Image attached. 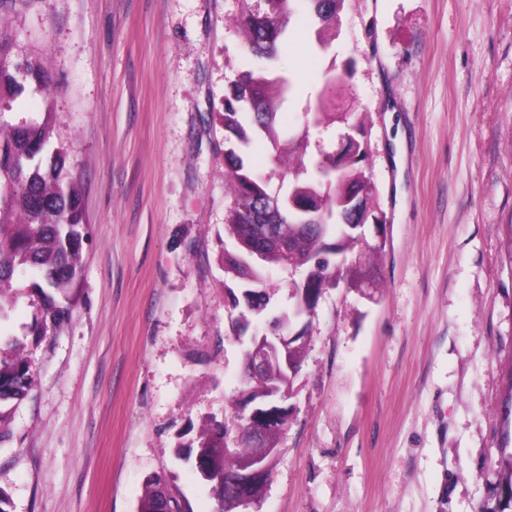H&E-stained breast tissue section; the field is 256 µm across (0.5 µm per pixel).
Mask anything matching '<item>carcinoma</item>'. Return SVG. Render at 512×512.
<instances>
[{"mask_svg":"<svg viewBox=\"0 0 512 512\" xmlns=\"http://www.w3.org/2000/svg\"><path fill=\"white\" fill-rule=\"evenodd\" d=\"M271 11L255 6L252 0H239V25L250 59L243 64L237 79L224 95V111L219 120L225 132L240 144L261 135L275 151H280L276 129L282 96L291 90L289 78L279 73L276 63L284 46L286 28L295 16L297 0H263ZM320 22L335 30L345 0H305ZM21 32L0 30V346L8 353L0 356V405L24 400L33 384L30 365L20 353L22 342L3 330L10 318L16 297L12 283L18 276L30 278L28 288L40 317L28 326L27 334L45 336L68 324L73 315L68 290L77 286L83 273V249L88 241L83 221L81 196L75 177L66 165L67 152L52 141L51 113L42 121L27 119L17 112L28 89L52 91L53 79L40 62L15 51ZM353 73L325 75L318 94L316 112H303L297 137L288 142L295 164L288 171V191L274 194L269 181L256 173L235 149L224 157V173L233 185V199L227 208L225 232L239 248L224 253L225 273L234 285H224L230 303L236 305L241 294L254 297L255 310L244 313L246 321L266 316L271 297L265 287L264 269L270 265L300 271L298 295L315 294L336 288L361 266L365 255L380 254L383 246L371 244L349 228L351 224H375L383 219L370 213L369 202L375 192L372 175L365 167L369 144L366 116L350 112L341 116L346 131L341 134L338 151L330 153L316 144L319 159L309 156V128H325L336 122V113L327 111L336 96L350 85ZM275 207L278 226L288 240V248L266 247L260 261L249 258L246 245L267 223L262 206ZM336 236V242L326 239ZM278 366L265 375H243L240 394L261 399L273 387L293 386ZM240 435L237 446L224 449V435ZM279 434L268 430L256 437L253 427L234 412L231 420L212 423L202 429L197 444L189 453L205 464L203 480L210 485L216 502H224L230 486L224 478L237 473L242 461L257 459L265 466L251 485L254 496H264L267 479L278 448ZM501 481L498 488L500 512L512 508V453L498 460ZM139 512H187L178 490L156 478L148 482Z\"/></svg>","mask_w":512,"mask_h":512,"instance_id":"1","label":"carcinoma"}]
</instances>
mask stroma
<instances>
[{"instance_id":"stroma-1","label":"stroma","mask_w":512,"mask_h":512,"mask_svg":"<svg viewBox=\"0 0 512 512\" xmlns=\"http://www.w3.org/2000/svg\"><path fill=\"white\" fill-rule=\"evenodd\" d=\"M237 0H14L51 73L90 243L70 323L36 338L17 279L10 328L34 384L0 443L11 512H137L162 477L214 499L186 448L234 409L221 255L232 199L218 120L246 58ZM293 17L278 68L291 131L329 67L367 116L384 242L372 279L294 318L305 359L261 512H496L512 449V0H345L338 35ZM401 164H394V156Z\"/></svg>"}]
</instances>
